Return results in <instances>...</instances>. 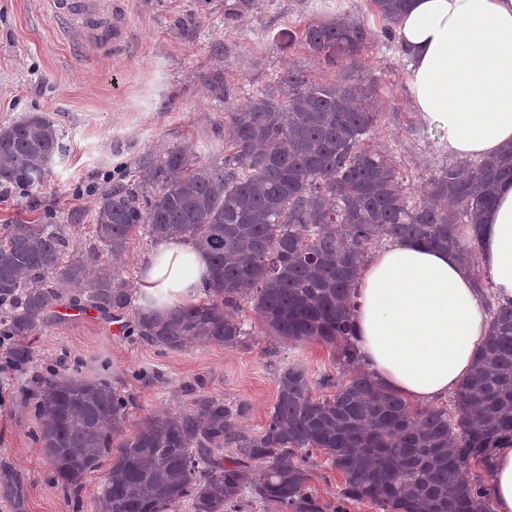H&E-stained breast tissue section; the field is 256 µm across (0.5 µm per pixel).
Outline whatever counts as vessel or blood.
Instances as JSON below:
<instances>
[{
  "instance_id": "vessel-or-blood-1",
  "label": "vessel or blood",
  "mask_w": 512,
  "mask_h": 512,
  "mask_svg": "<svg viewBox=\"0 0 512 512\" xmlns=\"http://www.w3.org/2000/svg\"><path fill=\"white\" fill-rule=\"evenodd\" d=\"M72 50L89 40L126 49L131 34L127 0H42Z\"/></svg>"
}]
</instances>
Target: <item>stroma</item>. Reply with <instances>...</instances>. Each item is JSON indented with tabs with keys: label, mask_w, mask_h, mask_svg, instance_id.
<instances>
[{
	"label": "stroma",
	"mask_w": 512,
	"mask_h": 512,
	"mask_svg": "<svg viewBox=\"0 0 512 512\" xmlns=\"http://www.w3.org/2000/svg\"><path fill=\"white\" fill-rule=\"evenodd\" d=\"M132 44L126 54L87 43L74 55L41 0H0V126L31 112L57 128L60 149L45 184L0 195V226L50 217L74 255L92 259L102 246L94 215L102 191L132 183L138 168L170 148L200 162L224 158V115L251 97L275 91L296 69L317 81L337 80L308 49L282 47V34L339 16L379 31L368 0H129ZM361 62L377 86L380 112L373 148L393 160L419 191L452 160L443 130L416 117L398 43L374 42ZM133 316L97 313L85 321L50 317L30 339L32 358L8 367L0 350V512H97L105 469L88 474L78 495L50 479L35 440L32 396L50 368L104 379L128 395V433L144 417L187 409L198 394L242 407V425L263 430L284 363L313 378L337 374L334 352L315 341L297 347L256 332L244 345L191 344L181 351L141 341ZM310 485L325 507L344 483L321 452L310 457Z\"/></svg>",
	"instance_id": "35a3bbf8"
}]
</instances>
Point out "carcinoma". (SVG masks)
Masks as SVG:
<instances>
[{"label":"carcinoma","instance_id":"cac0c4a2","mask_svg":"<svg viewBox=\"0 0 512 512\" xmlns=\"http://www.w3.org/2000/svg\"><path fill=\"white\" fill-rule=\"evenodd\" d=\"M394 40L409 0H370ZM283 47L308 49L326 66L350 61L342 83L290 70L278 94L262 93L224 116V160L200 164L181 149L143 165L137 179L101 195L94 233L112 272L93 273L69 253L56 224L18 222L0 234V343L22 367L24 340L47 324L69 283L109 312L128 310L134 331L172 351L191 341L236 348L249 335L232 311L250 305L290 345L318 341L336 353L342 375L313 395L306 368L280 369L264 429L251 434L240 411L213 394L185 411L148 418L124 437L128 399L104 380L51 370L35 392L36 439L65 490L112 460L99 512H243L245 494L272 512H323L309 485L314 451L344 477L340 499L382 512H494L491 488L470 464L512 446V306L489 307L491 333L451 404L419 408L386 390L353 347L354 281L368 251L410 240L478 262L483 215L498 185L512 180V148L495 158L439 170L416 197L393 161L369 140L377 127L375 85L358 58L373 33L347 18L308 22ZM59 148L41 113L0 126V192L45 182ZM159 187L150 197L145 189ZM185 236L210 259L204 300L166 315L135 304L122 263L133 232ZM232 450L231 466L224 450Z\"/></svg>","mask_w":512,"mask_h":512}]
</instances>
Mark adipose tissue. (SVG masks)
<instances>
[{
	"instance_id": "ef3b65f1",
	"label": "adipose tissue",
	"mask_w": 512,
	"mask_h": 512,
	"mask_svg": "<svg viewBox=\"0 0 512 512\" xmlns=\"http://www.w3.org/2000/svg\"><path fill=\"white\" fill-rule=\"evenodd\" d=\"M406 84L421 121L446 131L452 157L480 159L512 146V0H411L395 25ZM483 269L500 304L512 303V181L483 217ZM205 254L187 238L158 240L138 276L143 304L166 312L198 303ZM355 341L364 369L418 403L448 397L467 376L489 318L455 255L393 243L361 269ZM495 512H512V446L489 462Z\"/></svg>"
}]
</instances>
